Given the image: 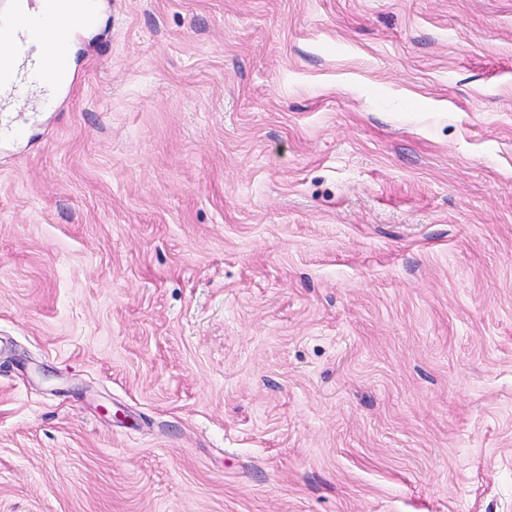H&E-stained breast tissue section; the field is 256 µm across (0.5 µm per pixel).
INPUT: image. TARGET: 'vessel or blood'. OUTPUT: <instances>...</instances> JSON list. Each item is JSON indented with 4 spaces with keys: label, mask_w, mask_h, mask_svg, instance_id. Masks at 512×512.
I'll return each mask as SVG.
<instances>
[{
    "label": "vessel or blood",
    "mask_w": 512,
    "mask_h": 512,
    "mask_svg": "<svg viewBox=\"0 0 512 512\" xmlns=\"http://www.w3.org/2000/svg\"><path fill=\"white\" fill-rule=\"evenodd\" d=\"M49 16L62 20L68 36L75 37L92 27L95 16L92 0H47ZM70 75L71 63L58 39L33 35L26 21L0 37V133L9 135L13 127L7 112L26 107L31 90L45 70Z\"/></svg>",
    "instance_id": "b4317fda"
}]
</instances>
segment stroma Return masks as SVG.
I'll return each instance as SVG.
<instances>
[{"label": "stroma", "instance_id": "35a3bbf8", "mask_svg": "<svg viewBox=\"0 0 512 512\" xmlns=\"http://www.w3.org/2000/svg\"><path fill=\"white\" fill-rule=\"evenodd\" d=\"M0 140V512H512V0H99Z\"/></svg>", "mask_w": 512, "mask_h": 512}]
</instances>
